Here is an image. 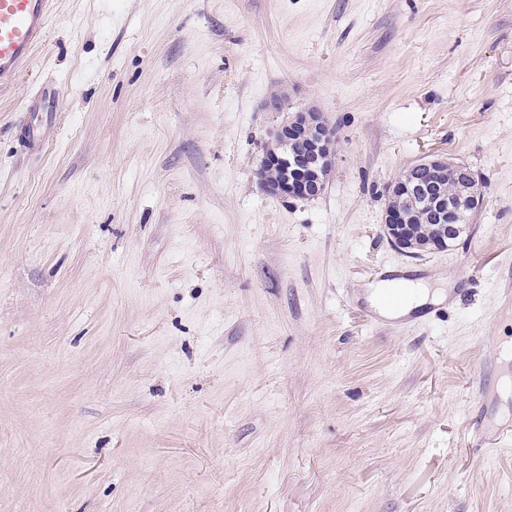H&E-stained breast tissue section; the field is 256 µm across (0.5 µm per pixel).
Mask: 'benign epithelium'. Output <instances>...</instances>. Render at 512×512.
Masks as SVG:
<instances>
[{"mask_svg":"<svg viewBox=\"0 0 512 512\" xmlns=\"http://www.w3.org/2000/svg\"><path fill=\"white\" fill-rule=\"evenodd\" d=\"M264 107L279 120L263 143L255 170L258 183L272 195L317 198L336 168L335 136L325 113L314 104H294L285 88L275 90ZM482 201L480 181L469 167L444 157L424 159L387 188L384 232L393 246L413 255L406 206L426 211L434 224L451 214L448 233L434 241V249L446 250L471 229Z\"/></svg>","mask_w":512,"mask_h":512,"instance_id":"obj_1","label":"benign epithelium"}]
</instances>
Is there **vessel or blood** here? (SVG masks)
<instances>
[{
  "label": "vessel or blood",
  "instance_id": "1",
  "mask_svg": "<svg viewBox=\"0 0 512 512\" xmlns=\"http://www.w3.org/2000/svg\"><path fill=\"white\" fill-rule=\"evenodd\" d=\"M50 12L51 0H0V85L11 83L30 63L46 37ZM58 94L56 86L46 85L29 101V111L41 119L35 131L20 135L28 151H39L53 126Z\"/></svg>",
  "mask_w": 512,
  "mask_h": 512
}]
</instances>
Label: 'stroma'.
Returning a JSON list of instances; mask_svg holds the SVG:
<instances>
[{
    "label": "stroma",
    "mask_w": 512,
    "mask_h": 512,
    "mask_svg": "<svg viewBox=\"0 0 512 512\" xmlns=\"http://www.w3.org/2000/svg\"><path fill=\"white\" fill-rule=\"evenodd\" d=\"M279 86L335 130L310 201L256 178ZM434 153L484 204L410 256L385 192ZM389 272L447 298L382 319ZM506 342L512 0H53L0 86V512H512ZM59 90L55 85L43 86L38 94L28 103L26 112L41 113L40 124L36 131L29 133L26 127L21 131V142L23 146L30 152H38L45 141L46 131L51 129L55 123L56 104Z\"/></svg>",
    "instance_id": "1"
}]
</instances>
